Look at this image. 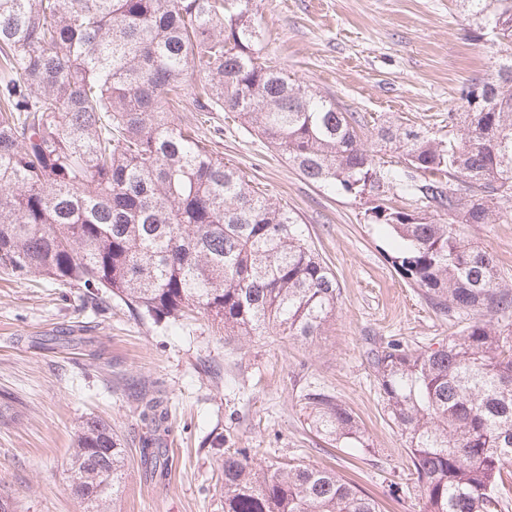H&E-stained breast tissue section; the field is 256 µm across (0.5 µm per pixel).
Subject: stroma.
Wrapping results in <instances>:
<instances>
[{"label":"stroma","mask_w":512,"mask_h":512,"mask_svg":"<svg viewBox=\"0 0 512 512\" xmlns=\"http://www.w3.org/2000/svg\"><path fill=\"white\" fill-rule=\"evenodd\" d=\"M268 59L343 110L444 137L472 80L490 77L494 53L471 40L456 0H254ZM226 162L301 218L341 289L323 336L227 339L206 317L170 327L130 317L83 285L0 274V497L17 512H84L70 457L82 421H108L126 450L114 512H224L214 444L247 448L258 464L297 456L330 466L384 512H417L407 450L389 420L368 359L393 338L412 349L457 335L465 322L437 311L388 259L386 236L366 216L374 199L310 183L232 115L199 127ZM512 281V218L467 226ZM335 394L361 420L367 455L333 448L307 426L300 396ZM163 419L145 425L141 398ZM152 440L150 462L139 456Z\"/></svg>","instance_id":"35a3bbf8"}]
</instances>
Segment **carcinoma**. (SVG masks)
Instances as JSON below:
<instances>
[{"label": "carcinoma", "mask_w": 512, "mask_h": 512, "mask_svg": "<svg viewBox=\"0 0 512 512\" xmlns=\"http://www.w3.org/2000/svg\"><path fill=\"white\" fill-rule=\"evenodd\" d=\"M471 36H491L496 74L473 83L448 136L376 127L399 154L386 168L361 117L262 60L251 0H0V272L80 283L139 320L196 314L226 337L311 343L340 288L299 215L224 163L172 112H233L307 181L350 194L412 195L370 220L398 241L395 271L430 304L469 318L459 335L371 352L389 419L405 438L419 512H505L512 477V285L465 224L512 214V0H459ZM446 216L441 221L439 215ZM330 445L370 450L336 395L301 398ZM125 449L89 417L71 459L87 512L117 500ZM224 512H380L335 470L220 455Z\"/></svg>", "instance_id": "obj_1"}]
</instances>
